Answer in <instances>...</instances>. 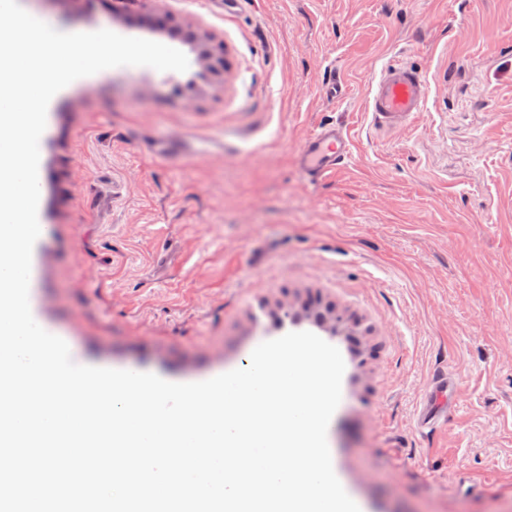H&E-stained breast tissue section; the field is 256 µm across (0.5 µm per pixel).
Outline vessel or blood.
Returning a JSON list of instances; mask_svg holds the SVG:
<instances>
[{
    "label": "vessel or blood",
    "mask_w": 512,
    "mask_h": 512,
    "mask_svg": "<svg viewBox=\"0 0 512 512\" xmlns=\"http://www.w3.org/2000/svg\"><path fill=\"white\" fill-rule=\"evenodd\" d=\"M430 94L431 84L423 72L404 63L389 62L375 74L369 86L367 107L374 125L397 130L410 125L415 114L425 110ZM352 146L348 127L328 122L306 136L297 163L309 179L319 180L344 165L352 154ZM453 408L452 381L447 374L436 375L423 400L422 426L437 428Z\"/></svg>",
    "instance_id": "1"
}]
</instances>
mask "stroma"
Segmentation results:
<instances>
[{
  "label": "stroma",
  "instance_id": "obj_1",
  "mask_svg": "<svg viewBox=\"0 0 512 512\" xmlns=\"http://www.w3.org/2000/svg\"><path fill=\"white\" fill-rule=\"evenodd\" d=\"M18 2L66 33L164 26L189 61L48 106L39 296L74 362L200 382L313 332L344 359L328 445L364 512H512V0ZM386 61L432 85L395 132L365 110ZM330 120L353 154L312 181L295 157ZM442 367L457 404L427 432Z\"/></svg>",
  "mask_w": 512,
  "mask_h": 512
}]
</instances>
